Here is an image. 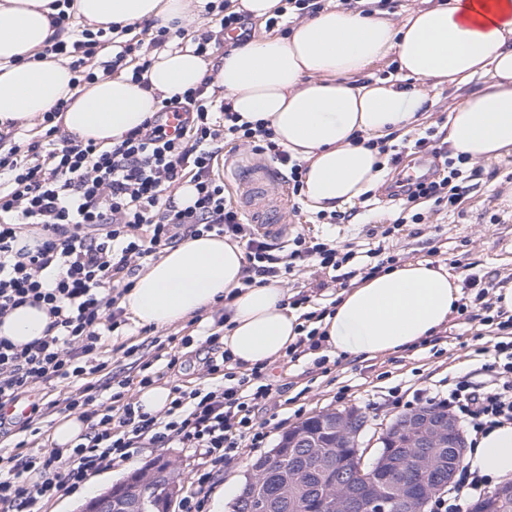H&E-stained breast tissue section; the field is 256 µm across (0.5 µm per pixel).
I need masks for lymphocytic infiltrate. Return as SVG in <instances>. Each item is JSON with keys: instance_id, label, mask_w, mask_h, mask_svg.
<instances>
[{"instance_id": "f902f5d3", "label": "lymphocytic infiltrate", "mask_w": 512, "mask_h": 512, "mask_svg": "<svg viewBox=\"0 0 512 512\" xmlns=\"http://www.w3.org/2000/svg\"><path fill=\"white\" fill-rule=\"evenodd\" d=\"M212 21L190 37L150 21L143 25L146 41L133 37L131 26L118 25L103 41L87 29L70 38L72 17L62 11L51 18L58 35L44 52L68 59L78 84L125 70L146 89L155 51L173 39L190 38L204 55L219 48L222 32L237 31L240 45L250 38L247 18L233 11L232 0H219ZM67 107L61 100L43 113L44 133L36 141H15L14 122L0 129V319L26 304L44 307L50 318L44 336L27 344L0 336V445L16 449L10 458L14 475H0V512H41L44 500L77 491L134 449L174 442L195 450V481L205 487L240 450L262 443L258 414L273 387L263 366L235 371L219 333L207 338L202 369L210 379L220 377V384L174 388L169 404L156 413L143 412L129 397L134 382L112 378L104 339L126 323L118 301L132 276L168 247L206 233L242 242L243 284L249 288L288 274L306 256H317L321 268L332 270L353 257L299 236L292 246L281 245L246 223L214 172L225 143L267 154L287 171L295 196L305 169L280 148L269 124L240 121L208 82L161 99L153 116L109 147L61 134L57 120ZM179 111L184 119L169 126V114ZM467 179L463 164L450 161L415 187L395 181L391 195L407 209L428 200L452 205ZM184 183L193 186L195 199L182 207L173 193ZM495 319L505 339L488 366L489 382L461 379L436 398L475 437L512 424V382L500 380L512 375V315L500 311ZM56 383L78 391L61 401L48 399L46 389ZM54 413L78 417L84 426L78 443L68 452L27 453L28 436L38 435L44 418Z\"/></svg>"}]
</instances>
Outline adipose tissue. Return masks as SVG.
Listing matches in <instances>:
<instances>
[{"label": "adipose tissue", "instance_id": "obj_1", "mask_svg": "<svg viewBox=\"0 0 512 512\" xmlns=\"http://www.w3.org/2000/svg\"><path fill=\"white\" fill-rule=\"evenodd\" d=\"M52 0H0V124L28 121L59 99L71 105L62 124L83 139L121 141L170 97L211 76L232 111L273 128L278 143L305 163L301 190L315 210L334 211L379 178L374 141L412 130L423 113L420 81L482 87L448 112L446 140L470 160L512 154V0H440L393 22L327 4L288 35L266 36L204 58L192 48L158 52L149 89L130 76L101 77L71 87L67 65L37 54L54 34ZM76 17L91 28L158 19L182 24L188 0H74ZM394 59L414 87L370 80L376 62ZM244 251L227 237L186 236L140 272L121 300L140 326L167 327L224 306L222 341L245 368L285 356L298 334L281 280L241 285ZM458 276L447 264L408 262L358 279L340 293L321 329L330 353H394L437 332L458 309ZM45 309L21 306L0 321V336L22 345L45 334ZM462 466L497 484L512 477V425L480 436Z\"/></svg>", "mask_w": 512, "mask_h": 512}]
</instances>
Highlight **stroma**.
Segmentation results:
<instances>
[{
	"instance_id": "stroma-1",
	"label": "stroma",
	"mask_w": 512,
	"mask_h": 512,
	"mask_svg": "<svg viewBox=\"0 0 512 512\" xmlns=\"http://www.w3.org/2000/svg\"><path fill=\"white\" fill-rule=\"evenodd\" d=\"M479 87L474 81L428 88L429 109L401 143L398 171H405L417 160L413 142L430 131L442 133L449 108ZM272 166L266 156L229 144L215 172L237 207H246L248 188L255 184L280 202L283 241L301 236L347 246L356 252L360 266L367 262L366 251L374 248L399 265L417 260L446 263L449 271L465 283L461 301L467 304L469 313H454L440 331L441 341L433 348L415 346L366 360L342 357L327 373L315 367L310 354L294 362L285 356L268 366L273 397L262 413L267 438L262 447L244 449L225 464L221 485L227 489L239 488L253 463L274 448L284 432L320 411L358 409L367 415L375 431L399 413L388 397L392 387L432 397L447 391L449 384L460 378L478 385L487 382V366L493 360L498 331L481 317L487 308L497 307L499 292L512 289V155L472 162L473 176L456 206L421 204L420 222L402 226L396 223L400 202L384 195V182H376L373 187L378 200L372 210L356 211L341 224H323L301 199L289 193L282 175L272 173ZM327 279L318 259L312 257L297 262L283 281L290 296L304 294L325 307L338 293ZM201 329V324L189 320L147 333L140 326L128 324L122 335L108 340L112 371L121 379L134 375L133 359L125 350L138 344L145 357L154 358L155 369L162 371L161 385L170 389L195 386L202 381L200 360L194 352L183 349L181 340L186 336L199 338ZM158 339L170 341L174 349L180 350L181 362L174 369H167L165 361L157 359L154 342ZM159 457L173 464L184 493L195 492L192 476L197 458L192 449L174 443L166 448L140 449L127 462L97 474L93 482L98 490H106Z\"/></svg>"
}]
</instances>
